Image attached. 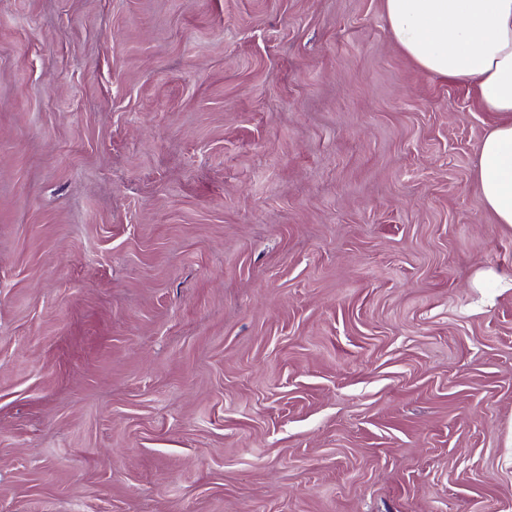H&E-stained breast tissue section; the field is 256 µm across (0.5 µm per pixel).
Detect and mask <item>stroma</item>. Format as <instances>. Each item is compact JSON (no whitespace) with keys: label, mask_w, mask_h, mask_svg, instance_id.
Instances as JSON below:
<instances>
[{"label":"stroma","mask_w":512,"mask_h":512,"mask_svg":"<svg viewBox=\"0 0 512 512\" xmlns=\"http://www.w3.org/2000/svg\"><path fill=\"white\" fill-rule=\"evenodd\" d=\"M494 120L383 0H0V512H512Z\"/></svg>","instance_id":"obj_1"}]
</instances>
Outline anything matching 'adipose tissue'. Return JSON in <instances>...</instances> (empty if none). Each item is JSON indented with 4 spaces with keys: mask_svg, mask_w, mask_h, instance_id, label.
<instances>
[{
    "mask_svg": "<svg viewBox=\"0 0 512 512\" xmlns=\"http://www.w3.org/2000/svg\"><path fill=\"white\" fill-rule=\"evenodd\" d=\"M391 37L422 69L472 83L499 113L478 148L482 205L512 227V0H383Z\"/></svg>",
    "mask_w": 512,
    "mask_h": 512,
    "instance_id": "1",
    "label": "adipose tissue"
}]
</instances>
